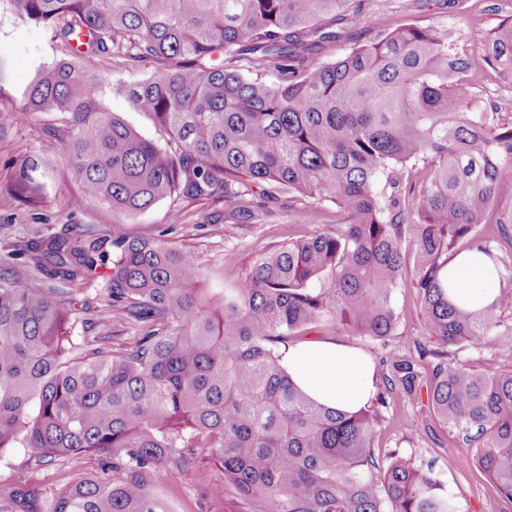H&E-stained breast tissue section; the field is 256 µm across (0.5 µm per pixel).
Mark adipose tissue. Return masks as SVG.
Returning <instances> with one entry per match:
<instances>
[{"mask_svg":"<svg viewBox=\"0 0 512 512\" xmlns=\"http://www.w3.org/2000/svg\"><path fill=\"white\" fill-rule=\"evenodd\" d=\"M442 278L451 281L458 303L482 308L498 293L496 263L478 252H463L446 266ZM279 364L309 397L332 409L354 412L375 392L374 365L362 350L329 340L290 344L279 351Z\"/></svg>","mask_w":512,"mask_h":512,"instance_id":"1","label":"adipose tissue"}]
</instances>
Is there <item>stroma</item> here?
<instances>
[{"instance_id": "35a3bbf8", "label": "stroma", "mask_w": 512, "mask_h": 512, "mask_svg": "<svg viewBox=\"0 0 512 512\" xmlns=\"http://www.w3.org/2000/svg\"><path fill=\"white\" fill-rule=\"evenodd\" d=\"M358 5L371 34L386 33L403 24L428 25L442 33L453 30L458 35L455 50L466 54L481 52L491 32L502 22L512 21V0H358ZM68 56V51L52 42L43 28L25 23L8 0H0V113L25 111L24 89L33 76ZM90 65L111 77L103 95L107 108L144 137L162 141L163 134L153 119L133 110L124 92L125 86L150 77L151 68L112 67L98 59L91 60ZM470 82L477 107L512 113V78L489 69L471 77ZM33 154L56 165L65 185L64 190L50 191L36 212L16 199L8 185L11 171ZM62 155L60 143L32 139L22 126L9 127L0 137V268L11 264L17 244L64 232L73 224H93L102 234H111L112 213L107 208L95 204L80 209L68 206L65 189L72 186L74 178L62 165ZM210 213L209 206L168 198L138 215L137 223L145 236L163 235L172 245L195 251L203 267L202 287L221 289L243 283L254 263L272 246L334 230L338 218L335 203L328 200L298 201L290 207L279 204L260 223L247 227L211 223ZM415 280L414 271H407L406 281L394 298L400 316L393 342L397 349L412 346L421 332L424 314ZM73 293L84 305L81 318L72 327L73 334L111 335V325L100 320L107 301L105 279L75 285ZM374 445L397 446L415 453L419 461L432 463L463 512H500L502 502L492 482L455 447L452 435L430 412L427 398L390 407L377 428ZM92 471L86 460L60 461L33 469L27 465L22 449H10L0 454V503L21 482H36L51 491ZM204 478L213 488L208 512H239L234 496L223 494L224 475L216 466L203 476L193 471L184 473L178 484L158 485L154 491L171 512H197L196 493Z\"/></svg>"}]
</instances>
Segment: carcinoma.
I'll return each mask as SVG.
<instances>
[{
  "label": "carcinoma",
  "instance_id": "cac0c4a2",
  "mask_svg": "<svg viewBox=\"0 0 512 512\" xmlns=\"http://www.w3.org/2000/svg\"><path fill=\"white\" fill-rule=\"evenodd\" d=\"M16 2L69 51L83 33L89 56L151 66L126 93L165 142L104 105L108 76L91 67L56 61L25 90L19 119L33 138L61 142L75 173L68 205L105 206L117 228L110 250L82 224L24 241L0 271V451L21 448L32 467L95 465L51 493L21 485L0 512H169L153 485L210 465L243 512H460L432 466L397 448L382 465L373 447L383 410L423 394L512 512V370L478 372L448 353L512 351L500 340L512 330H496L512 314V204L494 235L481 230L512 166V115L472 106L466 81L512 71V22L469 55L453 50L454 33L414 24L369 38L352 0ZM339 39L352 50L318 62ZM42 112L57 121L28 120ZM425 160L411 210L405 172ZM51 173L29 156L11 189L37 211ZM271 186L335 202L336 229L282 244L221 296L197 288L196 253L128 230L172 196L224 212L226 224H257ZM411 224L425 320L401 352L389 346ZM462 243L499 268L484 308L453 302L440 281ZM101 276L105 319L134 328L127 341L72 335V302L52 287ZM331 323L389 350L374 399L356 413L318 404L279 366V346Z\"/></svg>",
  "mask_w": 512,
  "mask_h": 512
}]
</instances>
